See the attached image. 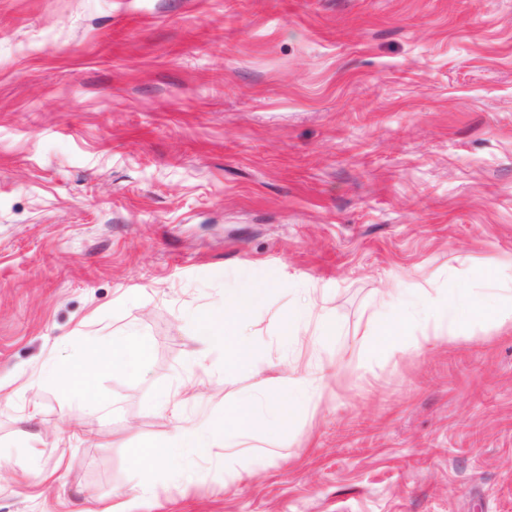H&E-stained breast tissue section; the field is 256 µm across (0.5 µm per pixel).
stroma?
Returning <instances> with one entry per match:
<instances>
[{
	"mask_svg": "<svg viewBox=\"0 0 512 512\" xmlns=\"http://www.w3.org/2000/svg\"><path fill=\"white\" fill-rule=\"evenodd\" d=\"M486 264L512 287V0H0V512H512V329L360 351ZM258 287L259 374L214 347L183 416L285 391L312 302L338 377L233 484L134 467L113 434L166 437L196 315ZM116 334L151 357L105 409L40 382ZM412 332V319L392 312L376 325L369 342L363 343L362 351L365 355L379 350L398 351L401 349L402 340L407 336H412Z\"/></svg>",
	"mask_w": 512,
	"mask_h": 512,
	"instance_id": "35a3bbf8",
	"label": "stroma"
}]
</instances>
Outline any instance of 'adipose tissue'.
Wrapping results in <instances>:
<instances>
[{"instance_id":"1","label":"adipose tissue","mask_w":512,"mask_h":512,"mask_svg":"<svg viewBox=\"0 0 512 512\" xmlns=\"http://www.w3.org/2000/svg\"><path fill=\"white\" fill-rule=\"evenodd\" d=\"M266 294L262 288H239L224 299V306L198 315L201 350L196 353L197 362H204L206 349L214 344L224 348V362L229 367L250 372L255 368L256 355L247 334L248 316ZM308 336H300L298 325H288L284 331L294 343H305V358H293L291 371L301 372L302 377L294 390L270 396L248 394L224 409L221 418L211 416L199 420L176 421L167 439L159 444L145 445L128 439L134 466L155 465L175 461L180 449L188 448L197 454H206L208 448L224 443L231 448V455L224 458V479L233 481L239 477V461L233 451L252 447L255 426H263L271 438H279L286 432L291 420L300 410L309 408L321 391L326 379L335 369L318 362L317 347L321 340L335 334L337 327L319 311H308ZM413 332L411 319L399 313H391L380 321L369 342L362 351L370 355L377 351L400 350L402 341ZM150 348L145 341L131 337H116L105 348H93L89 363L51 373L50 378L83 401L90 412L100 411L104 403L92 392L95 375L115 368L134 370L146 364Z\"/></svg>"}]
</instances>
